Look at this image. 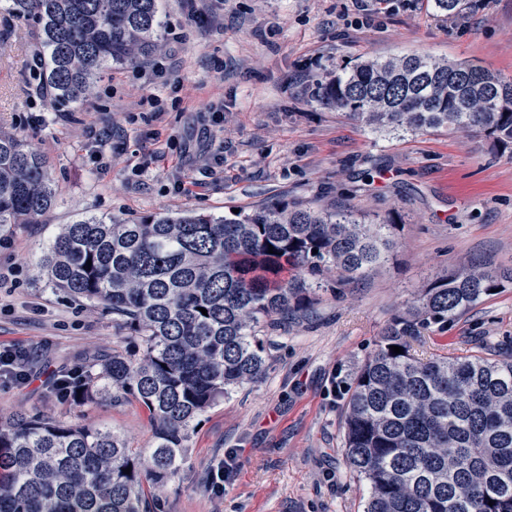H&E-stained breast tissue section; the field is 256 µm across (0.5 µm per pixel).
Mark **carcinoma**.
<instances>
[{
	"label": "carcinoma",
	"instance_id": "cac0c4a2",
	"mask_svg": "<svg viewBox=\"0 0 512 512\" xmlns=\"http://www.w3.org/2000/svg\"><path fill=\"white\" fill-rule=\"evenodd\" d=\"M9 2L14 16L40 26L38 79L61 108L87 100L112 64L157 47L159 0ZM319 97L372 131L448 129L512 146V78L471 63L372 57L342 68ZM56 203L46 158L0 130V236L42 222ZM399 224L395 210L368 223L278 202L230 219L156 213L63 225L40 272L112 314L128 344L79 367L73 401L104 389L132 399L148 412L152 437L136 450L113 430L38 412L1 419L0 512H147V489L179 472L198 418L263 381L267 329L319 291L336 294L392 260ZM505 281L512 269L475 265L436 279L385 326L344 386V462L368 487L363 512H512V355L480 347L423 357L413 346Z\"/></svg>",
	"mask_w": 512,
	"mask_h": 512
}]
</instances>
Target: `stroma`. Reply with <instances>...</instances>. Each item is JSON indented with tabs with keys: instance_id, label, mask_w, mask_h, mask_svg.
Listing matches in <instances>:
<instances>
[{
	"instance_id": "obj_1",
	"label": "stroma",
	"mask_w": 512,
	"mask_h": 512,
	"mask_svg": "<svg viewBox=\"0 0 512 512\" xmlns=\"http://www.w3.org/2000/svg\"><path fill=\"white\" fill-rule=\"evenodd\" d=\"M207 23L163 0V64L113 66L71 112L32 99L34 20L0 12V127L44 154L57 203L0 247V345L35 355L31 378L0 386V417L39 411L108 428L135 448L151 429L137 403L105 396L75 405L51 391L54 374L124 349L111 314L47 287L38 263L60 225L89 216L133 219L184 210L228 214L284 199L373 218L403 215L397 255L342 294L323 293L273 352L266 379L204 413L178 474L148 493L150 512H363L366 489L347 469L340 394L382 329L420 288L478 259L512 268V152L444 130L373 132L321 102L343 65L418 54L512 76V0H202ZM371 25H364L363 14ZM223 119L212 124L213 112ZM116 147L93 160L92 128ZM224 150L223 178L202 168ZM192 183L176 192L177 182ZM512 349V284L484 298L424 346ZM237 468L212 495L203 476L228 452Z\"/></svg>"
}]
</instances>
